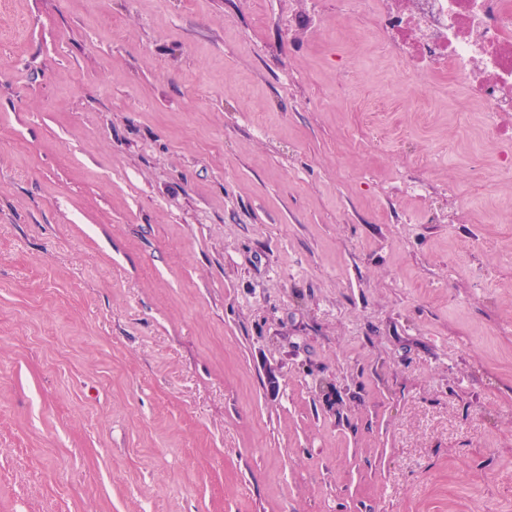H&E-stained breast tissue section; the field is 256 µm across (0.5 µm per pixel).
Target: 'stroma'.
I'll use <instances>...</instances> for the list:
<instances>
[{"instance_id":"1","label":"stroma","mask_w":512,"mask_h":512,"mask_svg":"<svg viewBox=\"0 0 512 512\" xmlns=\"http://www.w3.org/2000/svg\"><path fill=\"white\" fill-rule=\"evenodd\" d=\"M344 0H0V512H512V173Z\"/></svg>"}]
</instances>
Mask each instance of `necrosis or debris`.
<instances>
[{
    "instance_id": "4bbe7bcc",
    "label": "necrosis or debris",
    "mask_w": 512,
    "mask_h": 512,
    "mask_svg": "<svg viewBox=\"0 0 512 512\" xmlns=\"http://www.w3.org/2000/svg\"><path fill=\"white\" fill-rule=\"evenodd\" d=\"M342 17L370 24L406 70L462 87L502 137L512 115V0H346Z\"/></svg>"
}]
</instances>
